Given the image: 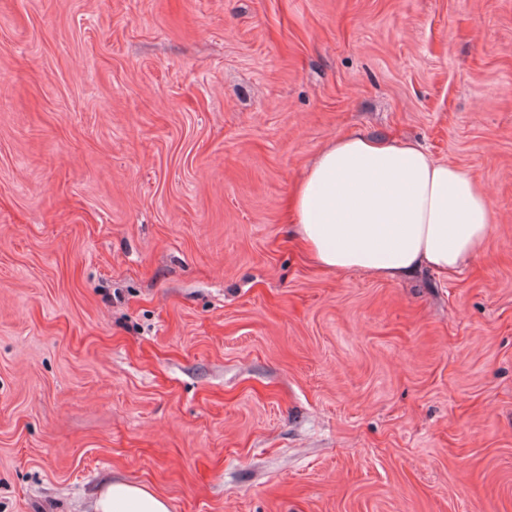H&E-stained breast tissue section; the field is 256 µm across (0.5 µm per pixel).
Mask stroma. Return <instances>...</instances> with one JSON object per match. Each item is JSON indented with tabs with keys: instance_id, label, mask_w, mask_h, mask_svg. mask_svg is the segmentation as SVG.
Segmentation results:
<instances>
[{
	"instance_id": "stroma-1",
	"label": "stroma",
	"mask_w": 512,
	"mask_h": 512,
	"mask_svg": "<svg viewBox=\"0 0 512 512\" xmlns=\"http://www.w3.org/2000/svg\"><path fill=\"white\" fill-rule=\"evenodd\" d=\"M354 132L469 171L455 278L320 269ZM512 512V0H0V512ZM93 512H170L168 502L144 486L123 481L103 485L94 500Z\"/></svg>"
}]
</instances>
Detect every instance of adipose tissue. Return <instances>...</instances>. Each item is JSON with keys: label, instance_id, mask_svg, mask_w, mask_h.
<instances>
[{"label": "adipose tissue", "instance_id": "adipose-tissue-1", "mask_svg": "<svg viewBox=\"0 0 512 512\" xmlns=\"http://www.w3.org/2000/svg\"><path fill=\"white\" fill-rule=\"evenodd\" d=\"M304 255L317 267L398 281L428 268L451 277L479 257L495 222L485 187L414 141L340 136L313 161L286 203ZM94 512H170L146 487L103 485Z\"/></svg>", "mask_w": 512, "mask_h": 512}]
</instances>
